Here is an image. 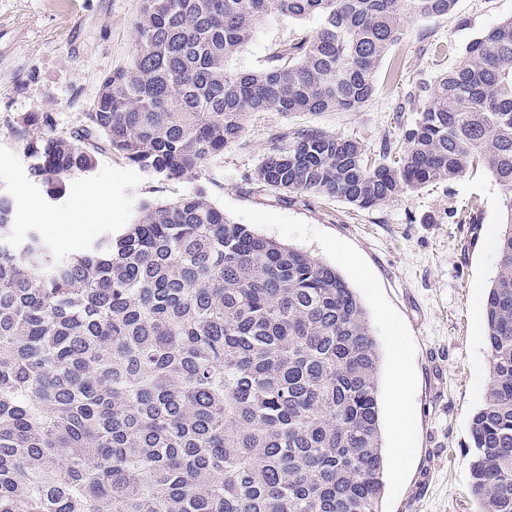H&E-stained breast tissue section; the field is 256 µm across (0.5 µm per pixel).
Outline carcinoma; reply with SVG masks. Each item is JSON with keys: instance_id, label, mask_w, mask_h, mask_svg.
Masks as SVG:
<instances>
[{"instance_id": "1", "label": "carcinoma", "mask_w": 512, "mask_h": 512, "mask_svg": "<svg viewBox=\"0 0 512 512\" xmlns=\"http://www.w3.org/2000/svg\"><path fill=\"white\" fill-rule=\"evenodd\" d=\"M456 0H142L128 66L67 136L16 118L47 201L104 153L161 179L200 172L256 112L358 110L404 13ZM319 29L268 66L228 60L265 16ZM379 159L318 129L279 133L253 175L361 209L483 163L505 192L485 306L490 383L470 423L476 512H512V18L473 40ZM14 218L0 195V233ZM381 356L356 292L252 232L206 190L145 202L60 259L0 236V512H382Z\"/></svg>"}]
</instances>
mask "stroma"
Masks as SVG:
<instances>
[{
    "label": "stroma",
    "instance_id": "1",
    "mask_svg": "<svg viewBox=\"0 0 512 512\" xmlns=\"http://www.w3.org/2000/svg\"><path fill=\"white\" fill-rule=\"evenodd\" d=\"M141 0H0V193L12 197L13 238L38 229L59 257L83 251L108 228L131 223L142 202H165L205 188L225 216L263 236L335 267L358 294L381 353V427L392 448L391 397L398 367L412 413V457L406 470L387 467L382 512H475L471 491L470 421L490 379L484 302L497 257L484 241L500 232L503 191L482 166L455 180L401 194L372 209L336 198L286 194L251 175L275 133L316 128L358 141L378 154L413 117L405 106L411 83L434 85L456 67L474 39L512 17V0H457L445 16L408 15L398 43L376 74L372 100L356 111L261 112L249 115L238 142L192 177L159 180L117 156L101 155L90 175H75L64 197L48 202L29 175L15 138L18 115L52 113L57 134L78 127L104 75L126 66ZM316 20L265 17L228 62L235 70L269 63L275 45L313 31ZM451 51L433 55L430 44ZM105 186L109 202L91 208L83 191ZM476 202L478 221L450 214ZM403 347V363L394 350Z\"/></svg>",
    "mask_w": 512,
    "mask_h": 512
}]
</instances>
